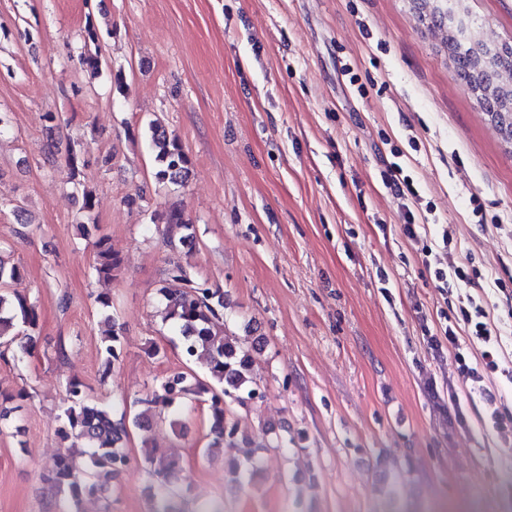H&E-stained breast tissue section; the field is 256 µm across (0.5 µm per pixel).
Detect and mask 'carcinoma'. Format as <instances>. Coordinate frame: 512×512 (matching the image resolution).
I'll list each match as a JSON object with an SVG mask.
<instances>
[{
    "label": "carcinoma",
    "instance_id": "1",
    "mask_svg": "<svg viewBox=\"0 0 512 512\" xmlns=\"http://www.w3.org/2000/svg\"><path fill=\"white\" fill-rule=\"evenodd\" d=\"M454 78L468 87L481 85L491 89L480 99L481 107L496 123L503 138L512 142V45H487L476 49L469 42L456 40ZM155 148V178L161 182H178L188 173L191 160L177 136L158 124L149 126ZM170 227L184 230L179 243L184 245L192 237L193 225L181 209H172L166 216ZM96 275L110 279L121 268V258L112 251L109 239L102 235L94 243ZM6 247L0 246V289L22 277V267L2 256ZM167 301L166 318L180 346L182 366L162 378L146 393L123 401L114 409L92 402L85 385L71 381L67 385L68 405L59 417L58 436L84 441L88 448V462L81 467L65 454L55 457L42 472L41 479L56 492L66 495L73 505L85 496L103 492L113 476L131 464L123 440L129 427L150 431L154 420L193 402L206 405L212 440L205 448L210 454L224 447L225 440L235 437L236 427L228 425L230 404H244L254 398L251 350L224 337V290L197 282L181 266L168 273L167 285L160 288ZM35 302L27 297L13 299L0 293V345L6 356L22 336L31 339L37 328ZM122 328L112 323L101 339L104 373H109L119 359ZM206 358L209 381L201 380L192 368L200 358ZM143 466L155 480L154 497L157 512H184L172 478L176 463L149 455Z\"/></svg>",
    "mask_w": 512,
    "mask_h": 512
}]
</instances>
